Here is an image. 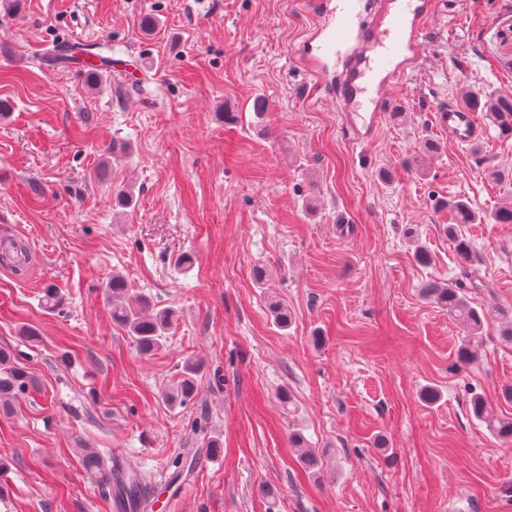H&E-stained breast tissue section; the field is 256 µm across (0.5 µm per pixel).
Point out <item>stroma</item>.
Segmentation results:
<instances>
[{"instance_id":"obj_1","label":"stroma","mask_w":512,"mask_h":512,"mask_svg":"<svg viewBox=\"0 0 512 512\" xmlns=\"http://www.w3.org/2000/svg\"><path fill=\"white\" fill-rule=\"evenodd\" d=\"M314 25L311 0H0V244L27 246L0 263V350L35 385L0 412V512H121L86 448L143 468L145 512H512V443L470 404L512 419V224L465 225L466 261L446 233L449 199L512 202V136L435 123L470 87L512 96V0H441L368 144L303 57ZM61 41L148 78L82 75ZM115 272L176 312L151 354L112 320ZM431 283L487 309L474 363ZM190 357L198 389L169 406ZM437 125L448 132V138L458 144H471L480 140L484 131L478 118L471 110L448 103L436 113Z\"/></svg>"}]
</instances>
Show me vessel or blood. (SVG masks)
Segmentation results:
<instances>
[{"mask_svg":"<svg viewBox=\"0 0 512 512\" xmlns=\"http://www.w3.org/2000/svg\"><path fill=\"white\" fill-rule=\"evenodd\" d=\"M437 0H380L367 17L365 0H315L316 43L309 63L321 75L331 63L342 64L336 96L348 111V131L359 143L373 140L382 123L390 86L414 72L420 45ZM96 72H120L136 81V69L120 59H93ZM437 125L459 144L480 140L484 131L471 110L450 104L436 113Z\"/></svg>","mask_w":512,"mask_h":512,"instance_id":"b4317fda","label":"vessel or blood"}]
</instances>
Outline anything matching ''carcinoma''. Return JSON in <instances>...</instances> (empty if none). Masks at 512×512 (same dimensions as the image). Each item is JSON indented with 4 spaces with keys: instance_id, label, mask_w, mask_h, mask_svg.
Here are the masks:
<instances>
[{
    "instance_id": "carcinoma-1",
    "label": "carcinoma",
    "mask_w": 512,
    "mask_h": 512,
    "mask_svg": "<svg viewBox=\"0 0 512 512\" xmlns=\"http://www.w3.org/2000/svg\"><path fill=\"white\" fill-rule=\"evenodd\" d=\"M475 108L489 114L497 124L502 134H512V97H499L481 99L478 95H471ZM448 208L454 215L452 224L448 225V238L453 241L458 255L466 259L469 257L470 245L462 233V225L473 224L479 216L463 200L447 202ZM112 302V320L136 341L139 349L144 353L156 350L169 330L174 319V311L169 308H157L152 299L145 294H132L125 278L118 274L112 277L105 285ZM429 296L436 304L448 312V317L467 324L472 336L464 341L458 351L461 363L467 364L474 359L473 347L476 338L481 336L486 313L482 309L473 307L461 288L452 285L441 287L433 285L428 288ZM269 311L274 323L285 328L291 323V315L279 302L272 301ZM202 370V364L196 360L188 359L180 370V379L176 386L164 393L166 402L170 405L183 404L193 397L197 389V377ZM32 380L23 371L12 365L8 353L0 350V408L8 409L12 401L24 393ZM471 407L476 418L486 423V426L495 436L506 441H512V421L496 417L487 407L483 397L475 395L471 398ZM85 468L96 474L98 478L115 481L118 494L129 503H136L142 491L140 475L134 471L126 477L112 475L104 466V459L98 452L88 451L84 454Z\"/></svg>"
}]
</instances>
